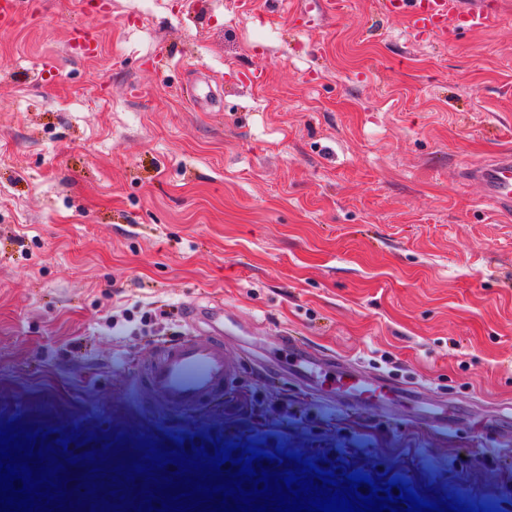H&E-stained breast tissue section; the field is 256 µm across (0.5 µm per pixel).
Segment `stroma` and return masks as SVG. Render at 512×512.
Segmentation results:
<instances>
[{
    "instance_id": "stroma-1",
    "label": "stroma",
    "mask_w": 512,
    "mask_h": 512,
    "mask_svg": "<svg viewBox=\"0 0 512 512\" xmlns=\"http://www.w3.org/2000/svg\"><path fill=\"white\" fill-rule=\"evenodd\" d=\"M341 2L21 0L0 27V421L330 457L512 512V220L459 177L512 153V0L449 41ZM214 306L234 394L153 409L159 342ZM284 331L399 392L306 386L266 358ZM442 405L444 432L423 420Z\"/></svg>"
}]
</instances>
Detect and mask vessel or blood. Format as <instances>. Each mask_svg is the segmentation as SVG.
Wrapping results in <instances>:
<instances>
[{
	"instance_id": "1",
	"label": "vessel or blood",
	"mask_w": 512,
	"mask_h": 512,
	"mask_svg": "<svg viewBox=\"0 0 512 512\" xmlns=\"http://www.w3.org/2000/svg\"><path fill=\"white\" fill-rule=\"evenodd\" d=\"M387 14L406 18L413 30L434 35L480 31L494 15L488 0H384ZM465 182L479 184L483 199L495 212H512V155L500 153L489 161L466 167ZM191 324L201 326L203 335L183 338L161 350L147 381L154 404L161 409H197L219 392L229 391L236 366L224 351V314L220 308H193ZM281 344L291 351L290 374L314 382L322 372L315 353L299 347L289 336Z\"/></svg>"
}]
</instances>
